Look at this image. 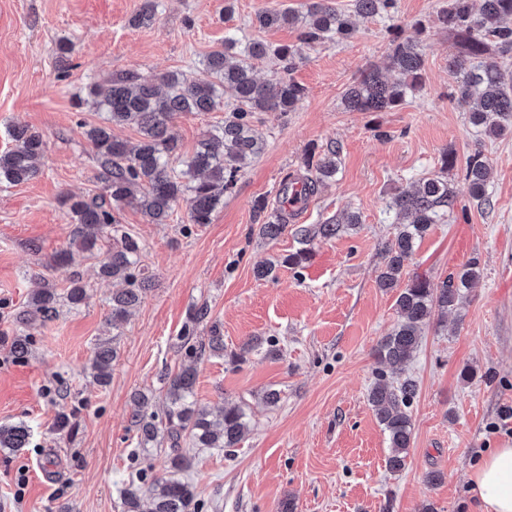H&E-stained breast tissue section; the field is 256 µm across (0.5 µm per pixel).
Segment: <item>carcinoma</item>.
<instances>
[{"mask_svg":"<svg viewBox=\"0 0 512 512\" xmlns=\"http://www.w3.org/2000/svg\"><path fill=\"white\" fill-rule=\"evenodd\" d=\"M396 0H352V8L338 11L329 0H310L306 12L282 9L261 11L256 21L263 29L297 26L298 43L273 47L260 39L242 42L235 34L224 36L220 47L204 60L207 76L190 78L170 72L158 81L126 73L105 83L92 84L87 97L92 105L107 113V124L86 131L106 182L107 194L86 200L69 197V210L76 228L72 244L91 252L106 228L119 223L118 215L126 206L137 208L152 224H165L178 201L186 202L193 224H208L213 212L224 203V195L261 154L263 143L255 135L254 122L259 112H292L305 98L306 89L295 80L296 60L304 49L320 44L344 45L354 36L358 16L389 21V67L397 78L389 80L377 69L362 72L347 88L342 103L349 112H387L406 101L409 94L424 86V59L420 41L406 38L394 23ZM448 0L440 14L441 23L454 34L458 54L448 60V69L456 78L451 92L459 102L471 103L470 123L488 138L512 133V72L501 69L495 57L512 54V0ZM155 0H146L131 19L134 27L148 25L155 16ZM274 57L279 62L276 83L259 81L252 67L255 59ZM234 92L232 107L225 109L224 123L210 129L193 152L183 154L170 133V124L183 114L212 112L223 106L224 91ZM132 125L141 134L137 145L112 134V127ZM13 145L0 153V183L19 184L39 174L46 143L39 132L26 125L13 127ZM180 163L176 169L174 163ZM306 174L300 182L283 183L285 199L306 200L317 188L336 176L338 156L334 149L305 159ZM491 168L481 150H475L463 169L473 199L489 203L487 187ZM451 201L448 180L439 175L424 177L409 189L395 194L389 207L400 220L394 240L385 247L384 269L378 286L384 290L400 289L396 307L401 320L383 338L377 348L379 359L390 365H403L416 351L435 311L442 313L458 304L464 291L479 275L478 263L451 275L439 284L414 275L401 283L404 267L411 260L417 242L441 221ZM356 224L355 214L343 223L301 226L302 241L333 238L342 224ZM288 228V216L275 210L265 216L259 235L278 239ZM139 243L130 236L121 238L100 260L99 273L106 279L119 280L125 287L112 293V324L122 322L129 310L140 303L143 289L137 277ZM86 288L73 279L66 289V299L79 305ZM61 293L45 280L35 291L31 303L36 312L48 316L55 312ZM195 357L224 354V337L214 333L208 342L191 347ZM117 359L115 339L95 344L91 374L101 385L110 382L112 364ZM197 370L193 366L165 374L163 384L168 401L165 419L158 421L148 413L150 398L145 393L133 396L131 422L142 443L167 445L165 472H143L138 481L123 491L124 512H141V499L151 500V512H196L199 507L194 487L183 478L188 468V448H220L232 451L247 426L246 413L239 404H225L218 414L198 405L194 399ZM417 392L416 382L405 378L394 386L379 380L371 389L369 400L375 415L388 435L386 465L396 473L406 467L412 440L409 415L405 412ZM23 425L0 427V448L15 450L28 442Z\"/></svg>","mask_w":512,"mask_h":512,"instance_id":"obj_1","label":"carcinoma"}]
</instances>
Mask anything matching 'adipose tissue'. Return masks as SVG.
<instances>
[{
	"label": "adipose tissue",
	"mask_w": 512,
	"mask_h": 512,
	"mask_svg": "<svg viewBox=\"0 0 512 512\" xmlns=\"http://www.w3.org/2000/svg\"><path fill=\"white\" fill-rule=\"evenodd\" d=\"M469 480L480 512H512V448L492 450L473 465Z\"/></svg>",
	"instance_id": "ef3b65f1"
}]
</instances>
